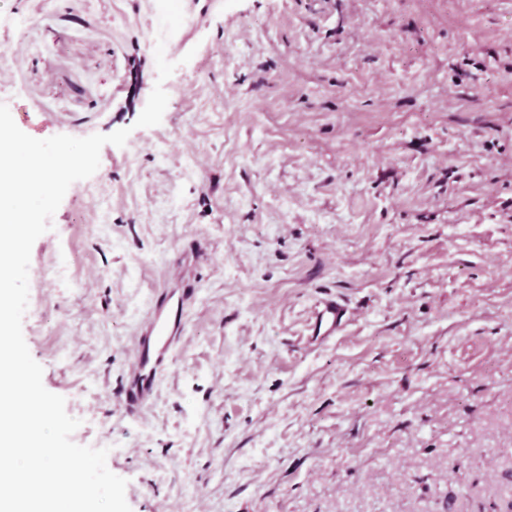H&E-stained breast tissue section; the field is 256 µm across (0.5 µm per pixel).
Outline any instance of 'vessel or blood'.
I'll return each mask as SVG.
<instances>
[{
    "label": "vessel or blood",
    "mask_w": 512,
    "mask_h": 512,
    "mask_svg": "<svg viewBox=\"0 0 512 512\" xmlns=\"http://www.w3.org/2000/svg\"><path fill=\"white\" fill-rule=\"evenodd\" d=\"M195 297L196 290L188 283L179 288L160 289L153 300L136 338L134 359L122 387L121 405L126 413H138L153 401L180 343L186 310ZM344 316L340 303L332 299L322 301L315 314L314 336L335 335Z\"/></svg>",
    "instance_id": "1"
}]
</instances>
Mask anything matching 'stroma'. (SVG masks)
<instances>
[{
	"label": "stroma",
	"instance_id": "35a3bbf8",
	"mask_svg": "<svg viewBox=\"0 0 512 512\" xmlns=\"http://www.w3.org/2000/svg\"><path fill=\"white\" fill-rule=\"evenodd\" d=\"M182 7L162 81L156 0H0L16 125L130 131L31 250L23 335L72 441L131 512H512V0ZM179 269L182 341L124 413ZM196 291L190 283L161 288L153 300L136 336L134 359L122 387L121 405L127 414H136L153 401L180 343L186 310ZM344 316L345 310L336 300L322 301L315 314L313 336L335 335L343 324Z\"/></svg>",
	"mask_w": 512,
	"mask_h": 512
}]
</instances>
